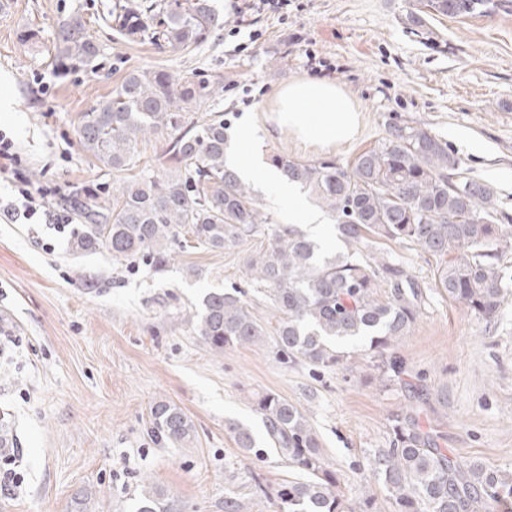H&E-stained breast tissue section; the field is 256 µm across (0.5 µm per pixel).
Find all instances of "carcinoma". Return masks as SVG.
<instances>
[{
    "label": "carcinoma",
    "mask_w": 512,
    "mask_h": 512,
    "mask_svg": "<svg viewBox=\"0 0 512 512\" xmlns=\"http://www.w3.org/2000/svg\"><path fill=\"white\" fill-rule=\"evenodd\" d=\"M487 0H412L411 30L430 36L434 15L474 14ZM127 42L148 41L173 54L207 43L224 25L214 0H115L105 16ZM100 47L79 15L56 35L54 59L61 69L97 73ZM224 78L193 73L175 78L163 69L128 72L112 95L81 116L82 151L114 176L112 196L83 189L77 212L84 221L73 237L79 254L106 249L117 259L146 258L157 269L171 258L170 244L187 226L197 243L232 249L267 233L269 246L247 260L277 317L273 339L287 357L318 367L343 362V344L361 341L384 356L419 315L418 283L373 244H409L436 260L435 287L475 316L494 318L512 288L507 257L512 225L494 191L463 175L460 160L431 130L390 123L377 145L351 162L336 157L298 160L270 156L287 183L307 192L335 221L340 242L333 252L294 224H277L226 163L229 145ZM206 114L200 121L194 114ZM164 141L163 173L139 167V145ZM211 351L255 344L268 329L248 309L240 291H211L188 317ZM382 386L398 381L395 356L376 365ZM253 409L268 443L296 478L260 489L278 512H344L336 473L321 451L318 433L296 403L271 392L255 394ZM149 433L158 445L185 444L194 425L176 404L154 402ZM423 399L391 416L390 447L375 452L371 467L395 499L398 512H512V472L467 463L441 446V435L423 418ZM237 447L257 448L250 427L228 424ZM165 490L142 486L135 512H173Z\"/></svg>",
    "instance_id": "1"
}]
</instances>
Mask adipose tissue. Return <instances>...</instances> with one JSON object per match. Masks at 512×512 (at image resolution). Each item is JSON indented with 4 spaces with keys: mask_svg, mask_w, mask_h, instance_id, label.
<instances>
[{
    "mask_svg": "<svg viewBox=\"0 0 512 512\" xmlns=\"http://www.w3.org/2000/svg\"><path fill=\"white\" fill-rule=\"evenodd\" d=\"M358 121L350 100L328 79L297 80L279 95L277 127L291 130L311 144L325 146L350 139Z\"/></svg>",
    "mask_w": 512,
    "mask_h": 512,
    "instance_id": "adipose-tissue-1",
    "label": "adipose tissue"
}]
</instances>
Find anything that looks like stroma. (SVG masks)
<instances>
[{"instance_id":"35a3bbf8","label":"stroma","mask_w":512,"mask_h":512,"mask_svg":"<svg viewBox=\"0 0 512 512\" xmlns=\"http://www.w3.org/2000/svg\"><path fill=\"white\" fill-rule=\"evenodd\" d=\"M112 2L0 0V101L10 104L0 133L22 157L21 176L50 189L49 204L69 217L75 187L112 193L111 175L79 146V119L141 68L223 76L230 137L249 121L266 157L347 161L376 145L387 123L429 128L512 216V0L483 15L436 16L430 40L406 25L409 0H288L241 25L234 0H217L223 28L186 56L121 40L102 20ZM74 14L102 49L99 73L62 74L53 63L58 25ZM305 78L330 79L351 99V139L322 147L276 128L278 93ZM268 244L262 234L212 252L183 228L158 271L104 250L75 254L42 224L0 222V331L12 338L0 350V414L14 427L23 476L0 493V512H134L144 481L166 489L176 512H224L231 492L249 512H274L254 483L290 479L287 462L243 451L227 428L248 424L265 443L251 398L268 391L304 408L348 507L396 512L370 461L389 447L390 418L409 398L403 386L375 385L372 352L349 345L343 363L316 367L284 359L268 337L216 354L187 322L206 293L235 288L269 322L271 308L245 274L247 258ZM381 249L423 293L395 353L408 381L427 390L443 447L512 471V294L494 319L478 318L435 288L431 256L394 242ZM160 399L192 420L191 442L154 444L150 409Z\"/></svg>"}]
</instances>
